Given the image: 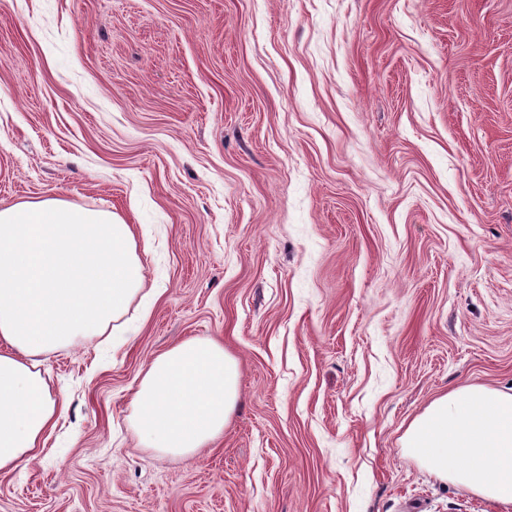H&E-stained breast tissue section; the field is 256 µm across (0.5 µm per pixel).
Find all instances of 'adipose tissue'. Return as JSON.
Masks as SVG:
<instances>
[{"label":"adipose tissue","mask_w":512,"mask_h":512,"mask_svg":"<svg viewBox=\"0 0 512 512\" xmlns=\"http://www.w3.org/2000/svg\"><path fill=\"white\" fill-rule=\"evenodd\" d=\"M145 282L131 225L50 197L0 207V470L36 458L65 411L41 354L119 334ZM239 397L237 359L207 337L153 358L129 404L141 447L191 457L224 432ZM401 446L429 475L512 512V392L448 391L415 417Z\"/></svg>","instance_id":"1"}]
</instances>
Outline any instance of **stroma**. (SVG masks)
Returning <instances> with one entry per match:
<instances>
[{"mask_svg":"<svg viewBox=\"0 0 512 512\" xmlns=\"http://www.w3.org/2000/svg\"><path fill=\"white\" fill-rule=\"evenodd\" d=\"M54 196L145 283L42 355L66 411L0 512H499L400 438L512 388V0H0V206ZM195 336L240 399L184 459L126 417Z\"/></svg>","mask_w":512,"mask_h":512,"instance_id":"1","label":"stroma"}]
</instances>
